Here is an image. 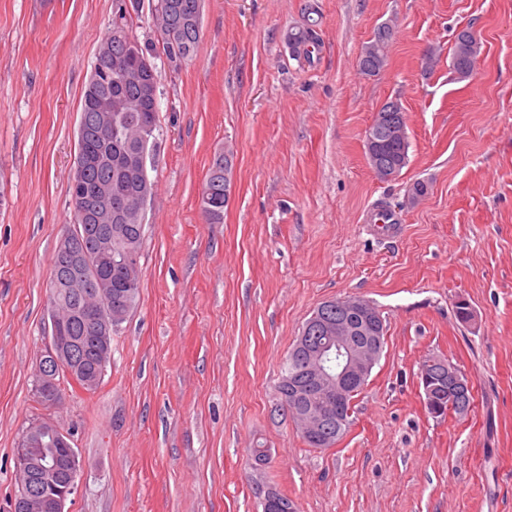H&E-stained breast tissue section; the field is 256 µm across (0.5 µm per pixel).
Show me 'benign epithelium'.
<instances>
[{"label": "benign epithelium", "mask_w": 512, "mask_h": 512, "mask_svg": "<svg viewBox=\"0 0 512 512\" xmlns=\"http://www.w3.org/2000/svg\"><path fill=\"white\" fill-rule=\"evenodd\" d=\"M139 74L144 77L143 99L156 102L159 79L155 66L148 59L139 63ZM128 177L136 182L144 180L146 155L137 152L122 162ZM112 294L103 301L85 303L65 319H52V343L47 356L40 362L42 394L49 404L60 401L56 376L70 370L81 359L85 340L96 344L105 352L111 346L112 324L104 317V308L112 304ZM319 309L336 311V318L324 317L305 324L292 346L291 353L304 359L308 370L307 380L296 382L288 379V412L298 431L305 437H315L331 430L341 433L351 410L346 408V398L368 381L377 363L385 337L378 335L381 317L375 306L359 297L332 299L323 302ZM434 366L448 380V394L436 398V386L427 370L419 374L424 403L437 408L453 407L456 394L472 389V381L457 365L439 358ZM37 441L56 449V458L47 466L38 458L23 452L15 456L18 474V491L11 512H67L66 503L77 490L80 465L72 435L55 424H47L29 435Z\"/></svg>", "instance_id": "7a95c632"}]
</instances>
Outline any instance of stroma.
<instances>
[{
    "instance_id": "stroma-1",
    "label": "stroma",
    "mask_w": 512,
    "mask_h": 512,
    "mask_svg": "<svg viewBox=\"0 0 512 512\" xmlns=\"http://www.w3.org/2000/svg\"><path fill=\"white\" fill-rule=\"evenodd\" d=\"M315 14L321 47L294 59ZM115 0H0V512L32 423L73 435L69 512H512V0H203L194 54L157 49L158 130L140 296L96 390L42 404L51 262L72 222L83 91ZM390 24L387 64L359 57ZM481 45L452 69L459 30ZM400 99L409 162L388 182L365 135ZM232 155L224 221L201 193ZM428 193L411 201L414 182ZM402 216L374 234L368 209ZM360 296L386 344L337 446L309 447L276 397L296 336L323 301ZM467 301L471 322L455 315ZM474 384L465 417L429 414L426 357ZM266 449V463L253 451Z\"/></svg>"
}]
</instances>
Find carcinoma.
<instances>
[{
	"label": "carcinoma",
	"mask_w": 512,
	"mask_h": 512,
	"mask_svg": "<svg viewBox=\"0 0 512 512\" xmlns=\"http://www.w3.org/2000/svg\"><path fill=\"white\" fill-rule=\"evenodd\" d=\"M121 25L113 26L101 44L97 56L100 66L93 67L83 94L80 112L77 153L89 149L93 163L85 169V189L79 193L70 187V206L75 232L74 248L106 258L112 254H129L140 258L144 232L140 231L142 215L137 199L139 188L129 182L122 173V151L153 152L156 144L158 112L150 110L139 98L136 62L150 58L153 48L139 44L129 36L131 13L126 3L120 7ZM156 30L163 52L170 57H187L193 54L201 40L202 0H157L154 8ZM392 37L388 24L378 27L374 37L364 46L359 68L365 75L375 76L385 67L387 49ZM320 43L316 23L311 22L288 34V44L293 54L311 63L313 53ZM479 54V44L474 34L464 29L456 38L451 59L452 68L460 77L470 75ZM368 163L382 181H389L400 174L409 162V140L406 133V113L399 99L384 102L376 111L366 131ZM232 158L219 154L214 157L202 190L201 205L207 223H224L226 206L231 187ZM110 189L112 197L124 195L129 200V217L122 224L112 222L97 187ZM112 225V236L106 237L101 228ZM61 268L65 280L79 283L91 269L71 260L55 249L52 268ZM106 277L119 287L112 289V308L122 309V317L112 319V331L127 320L134 310L139 296L141 270L134 264L122 271H105ZM50 309L59 315L74 311L76 305L89 299L97 288L86 292L84 288L50 289ZM80 376L78 384L88 390L96 389L103 377L102 367L97 365L95 347H90L81 365L75 368Z\"/></svg>",
	"instance_id": "1"
}]
</instances>
